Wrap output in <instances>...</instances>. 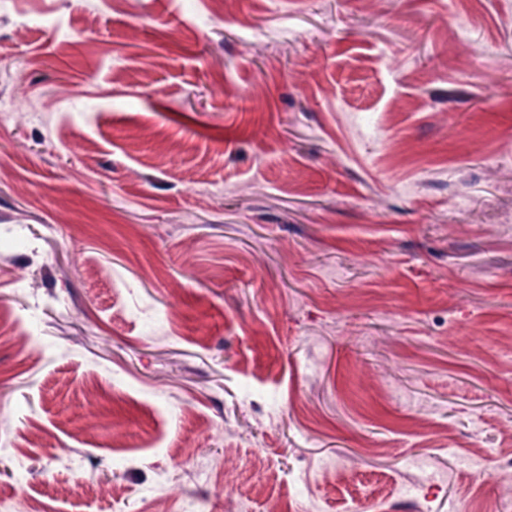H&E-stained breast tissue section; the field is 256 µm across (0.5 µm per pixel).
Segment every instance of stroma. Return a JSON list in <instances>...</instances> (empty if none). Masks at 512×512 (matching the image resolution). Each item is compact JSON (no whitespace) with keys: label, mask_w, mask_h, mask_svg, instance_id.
Masks as SVG:
<instances>
[{"label":"stroma","mask_w":512,"mask_h":512,"mask_svg":"<svg viewBox=\"0 0 512 512\" xmlns=\"http://www.w3.org/2000/svg\"><path fill=\"white\" fill-rule=\"evenodd\" d=\"M492 459L512 0H0V512H512Z\"/></svg>","instance_id":"35a3bbf8"}]
</instances>
